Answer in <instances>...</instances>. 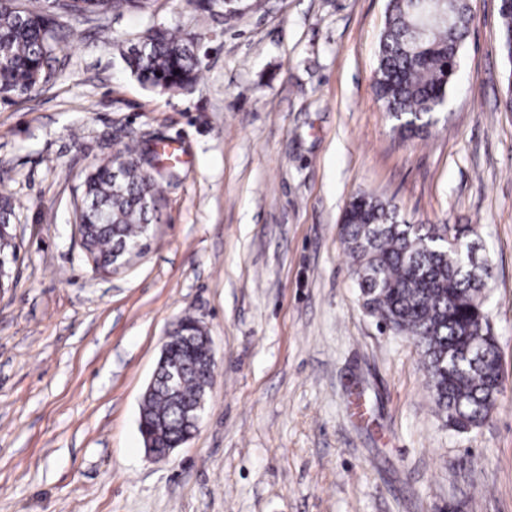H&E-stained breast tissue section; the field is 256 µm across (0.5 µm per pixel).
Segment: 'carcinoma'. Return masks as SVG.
Returning <instances> with one entry per match:
<instances>
[{"label":"carcinoma","instance_id":"carcinoma-1","mask_svg":"<svg viewBox=\"0 0 512 512\" xmlns=\"http://www.w3.org/2000/svg\"><path fill=\"white\" fill-rule=\"evenodd\" d=\"M143 0H73L74 13L105 15ZM58 0H0V97L33 91L51 79L63 39ZM499 51L512 63V8L499 11ZM471 27L468 0H388L378 41L373 92L393 129L407 141L438 123L454 87ZM197 40L177 27H151L124 54L145 87L187 92L197 79ZM136 143L119 148L85 178L80 220L102 265L112 251L145 239L160 220L162 181L145 168ZM452 235L461 246L446 241ZM344 250L363 307L378 324L412 338L421 354L435 412L449 428L470 432L490 417L503 392L500 352L485 306L490 264L476 255L471 224H409L390 200L354 197L341 224ZM169 344L184 366L176 388L162 383L143 399L140 418L156 435L159 454L187 431L186 410L211 380L186 358L185 338Z\"/></svg>","mask_w":512,"mask_h":512}]
</instances>
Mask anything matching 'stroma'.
I'll return each instance as SVG.
<instances>
[{"label": "stroma", "mask_w": 512, "mask_h": 512, "mask_svg": "<svg viewBox=\"0 0 512 512\" xmlns=\"http://www.w3.org/2000/svg\"><path fill=\"white\" fill-rule=\"evenodd\" d=\"M149 0L62 18L56 71L0 100V196L18 259L0 289V512H512V112L498 0L441 120L402 142L372 78L387 0ZM197 34L191 92L142 86L147 28ZM175 151L161 221L121 273L75 230L88 171L129 140ZM412 224H473L504 391L484 426L435 413L413 341L362 305L340 236L359 193ZM221 359L197 434L162 461L138 430L171 322Z\"/></svg>", "instance_id": "35a3bbf8"}]
</instances>
